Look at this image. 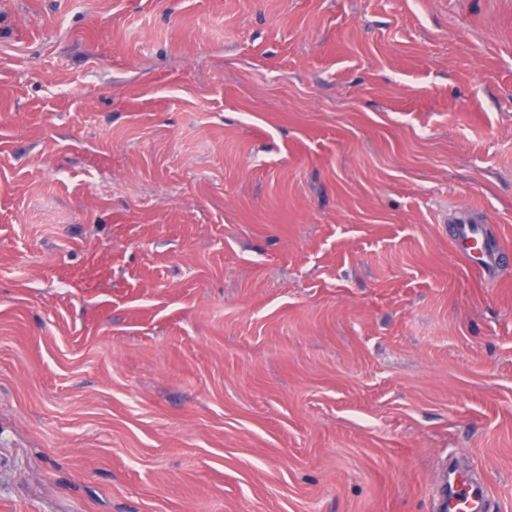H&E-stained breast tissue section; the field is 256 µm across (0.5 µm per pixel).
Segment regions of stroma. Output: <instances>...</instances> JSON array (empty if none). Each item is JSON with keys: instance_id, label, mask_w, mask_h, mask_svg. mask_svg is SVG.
Returning a JSON list of instances; mask_svg holds the SVG:
<instances>
[{"instance_id": "obj_1", "label": "stroma", "mask_w": 512, "mask_h": 512, "mask_svg": "<svg viewBox=\"0 0 512 512\" xmlns=\"http://www.w3.org/2000/svg\"><path fill=\"white\" fill-rule=\"evenodd\" d=\"M512 0H0V512H512ZM452 237L455 248L467 263L475 265L485 278H495L508 260L507 253L485 243L482 224L474 221L468 213H463L453 225ZM442 512H487L484 490L463 472L448 469Z\"/></svg>"}]
</instances>
